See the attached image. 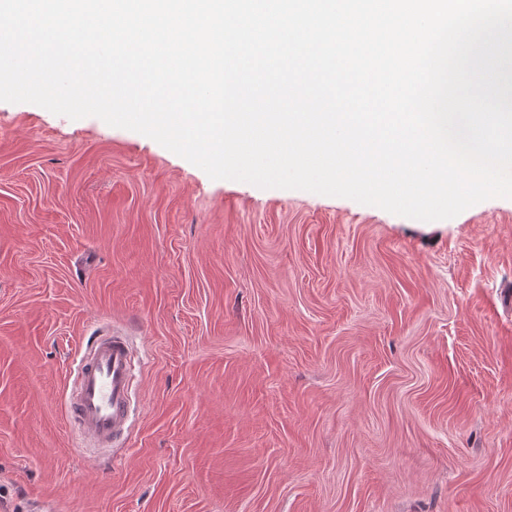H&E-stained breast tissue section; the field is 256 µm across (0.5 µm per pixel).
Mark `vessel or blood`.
<instances>
[{"mask_svg": "<svg viewBox=\"0 0 512 512\" xmlns=\"http://www.w3.org/2000/svg\"><path fill=\"white\" fill-rule=\"evenodd\" d=\"M134 360L128 336L117 331L95 337L79 352L67 420L100 451L115 447L129 430Z\"/></svg>", "mask_w": 512, "mask_h": 512, "instance_id": "b4317fda", "label": "vessel or blood"}]
</instances>
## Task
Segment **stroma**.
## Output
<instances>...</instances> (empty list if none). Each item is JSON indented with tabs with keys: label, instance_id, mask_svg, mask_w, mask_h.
<instances>
[{
	"label": "stroma",
	"instance_id": "35a3bbf8",
	"mask_svg": "<svg viewBox=\"0 0 512 512\" xmlns=\"http://www.w3.org/2000/svg\"><path fill=\"white\" fill-rule=\"evenodd\" d=\"M141 361L116 455L82 340ZM512 512V198L424 222L0 102V512ZM67 420L81 439L106 452L129 430L134 348L127 335L96 336L79 352Z\"/></svg>",
	"mask_w": 512,
	"mask_h": 512
}]
</instances>
